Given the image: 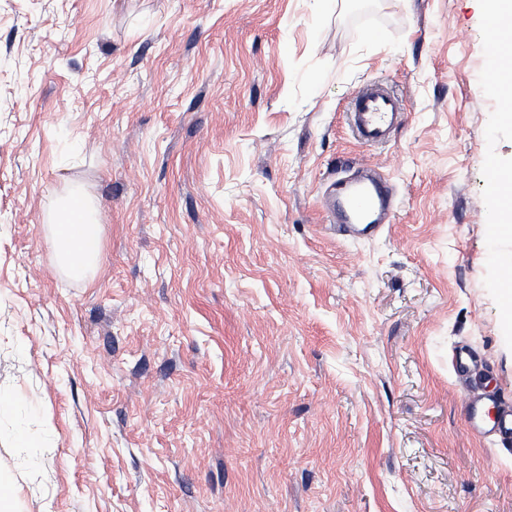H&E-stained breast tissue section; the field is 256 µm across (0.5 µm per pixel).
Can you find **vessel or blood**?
<instances>
[{"mask_svg": "<svg viewBox=\"0 0 512 512\" xmlns=\"http://www.w3.org/2000/svg\"><path fill=\"white\" fill-rule=\"evenodd\" d=\"M491 51L502 59L512 57V26L488 22ZM404 117L403 100L387 84L368 82L352 97L346 123L359 140L377 147L388 143ZM324 212L330 227L358 239H371L393 223L397 202L393 187L386 178H353L342 174L333 182L332 199ZM480 363L477 354L458 347L453 354L456 376L470 383ZM469 426L472 432L493 438L501 448H512V396L487 394L471 387L467 397Z\"/></svg>", "mask_w": 512, "mask_h": 512, "instance_id": "obj_1", "label": "vessel or blood"}]
</instances>
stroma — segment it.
I'll list each match as a JSON object with an SVG mask.
<instances>
[{
	"instance_id": "35a3bbf8",
	"label": "stroma",
	"mask_w": 512,
	"mask_h": 512,
	"mask_svg": "<svg viewBox=\"0 0 512 512\" xmlns=\"http://www.w3.org/2000/svg\"><path fill=\"white\" fill-rule=\"evenodd\" d=\"M490 0H0V466L14 512H512V92ZM387 145L343 114L365 81ZM368 161L373 240L322 197ZM103 211L92 279L44 223ZM404 117L403 100L387 84L368 82L352 97L346 112L347 126L370 147L388 143ZM371 171L368 163H358L336 177L332 199L323 206L327 223L336 231L358 239H372L386 224H392L397 213V202L392 184L386 178H352L354 169ZM45 223L59 269L73 279L92 278L99 264L103 231L96 197L84 184L76 183L57 199ZM479 364L480 359L477 354L465 346L458 347L454 351V372L470 387L467 397L470 429L478 435L492 437L501 448L510 451L512 447L511 396L503 392L491 395L483 391L479 392L472 379Z\"/></svg>"
}]
</instances>
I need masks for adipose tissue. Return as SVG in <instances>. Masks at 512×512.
Wrapping results in <instances>:
<instances>
[{"label":"adipose tissue","instance_id":"1","mask_svg":"<svg viewBox=\"0 0 512 512\" xmlns=\"http://www.w3.org/2000/svg\"><path fill=\"white\" fill-rule=\"evenodd\" d=\"M45 221L59 269L73 279L92 278L99 264L103 231L96 197L84 184H75L57 199Z\"/></svg>","mask_w":512,"mask_h":512}]
</instances>
